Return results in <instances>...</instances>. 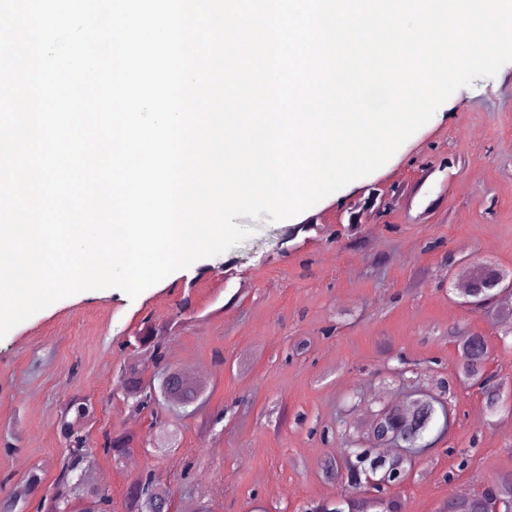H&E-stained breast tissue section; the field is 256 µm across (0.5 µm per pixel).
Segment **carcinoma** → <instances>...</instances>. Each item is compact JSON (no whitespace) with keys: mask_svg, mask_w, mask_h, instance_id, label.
<instances>
[{"mask_svg":"<svg viewBox=\"0 0 512 512\" xmlns=\"http://www.w3.org/2000/svg\"><path fill=\"white\" fill-rule=\"evenodd\" d=\"M136 341L153 346V359L158 370V379L144 378L143 372L134 366L120 370L117 381L118 394L135 413H148L155 436H166L178 428L181 416L166 413L167 402L155 400L160 393L164 378L170 373L181 375L179 384L170 387L168 402H178L188 406L196 402V384L181 370L174 368L166 358L165 341L151 327H145ZM460 373L478 384L486 398V406L494 413L499 408L502 384L485 373V359L475 358L466 348H461L459 358ZM95 416L93 401L87 397H75L68 401L60 421V434L64 440V456L60 471L48 490L42 495L38 512H63L66 505L74 504V512H112V497L106 489L92 495L78 484L79 475L85 471L89 442L83 433V423ZM433 419H442L436 434L414 432L408 423L393 419L386 423L388 436L396 443L409 449L403 455V465L424 460L437 441L445 434L450 424V413L439 404L432 413ZM144 443V439L125 430H114L102 436L99 448L103 454L118 461L126 457L131 449ZM392 466L390 457L378 453L371 445L356 439L352 440L351 460L348 464L333 465V471L346 470L342 475L340 494L337 498L316 503L306 512H402V502L398 498H384L367 495L358 482L360 475L383 476ZM42 477L31 472L20 489L0 498V512H24L28 497L38 490ZM171 497V492L158 488L152 470H143L128 486L125 512H155L159 501ZM512 498V472L494 477L487 488L472 496L452 495L442 508L445 512H491L492 504L498 499Z\"/></svg>","mask_w":512,"mask_h":512,"instance_id":"obj_1","label":"carcinoma"}]
</instances>
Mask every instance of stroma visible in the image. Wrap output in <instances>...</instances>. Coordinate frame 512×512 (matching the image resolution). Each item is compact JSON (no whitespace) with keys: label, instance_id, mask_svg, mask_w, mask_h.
I'll return each instance as SVG.
<instances>
[{"label":"stroma","instance_id":"obj_1","mask_svg":"<svg viewBox=\"0 0 512 512\" xmlns=\"http://www.w3.org/2000/svg\"><path fill=\"white\" fill-rule=\"evenodd\" d=\"M396 188L399 204L351 234L346 205ZM310 220L316 230L294 233ZM236 223L251 236L137 298L79 292L0 340V498L34 470L53 482L72 397L97 405L84 428L94 443L113 429L148 435L150 416L114 393L120 364L155 372L151 353L130 343L147 318L175 322L168 359L209 370L207 399L182 419L174 449L136 448L120 464L90 449L113 512H124L128 485L147 468L182 510L200 495L212 512H305L335 499L340 486L324 467L342 448L321 430L340 418L365 429L370 402L401 403L407 382L430 392L450 382L452 424L387 487L405 512H437L448 495L481 493L512 472V412L490 413L478 386L456 380L458 336L475 329L489 346L487 373L512 385V332L461 307L448 282L464 257L512 271V63L456 90L385 165L297 222ZM219 410L223 423L207 428ZM189 458L198 462L193 496L177 491Z\"/></svg>","mask_w":512,"mask_h":512}]
</instances>
